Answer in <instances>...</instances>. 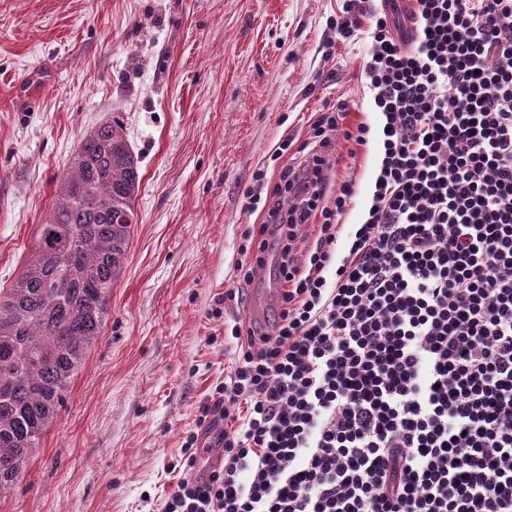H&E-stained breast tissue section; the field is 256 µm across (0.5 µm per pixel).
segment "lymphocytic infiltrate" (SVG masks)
I'll return each instance as SVG.
<instances>
[{
  "label": "lymphocytic infiltrate",
  "mask_w": 512,
  "mask_h": 512,
  "mask_svg": "<svg viewBox=\"0 0 512 512\" xmlns=\"http://www.w3.org/2000/svg\"><path fill=\"white\" fill-rule=\"evenodd\" d=\"M363 2L330 25L371 38L368 217L337 255L357 194L327 185L340 101L272 190L253 174L237 269L276 253L283 294L266 326H232L213 438L188 432L162 512H512V0Z\"/></svg>",
  "instance_id": "obj_1"
}]
</instances>
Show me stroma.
Wrapping results in <instances>:
<instances>
[{"mask_svg": "<svg viewBox=\"0 0 512 512\" xmlns=\"http://www.w3.org/2000/svg\"><path fill=\"white\" fill-rule=\"evenodd\" d=\"M342 0H0V288L22 272L80 141L118 119L140 159L124 269L103 333L58 419L0 512H161L188 431L230 370L257 297L274 310L273 266L243 281V204L284 140L351 102L330 182L365 221L382 116L364 77L369 41H337ZM367 124V146L345 131ZM237 289L234 300L224 297Z\"/></svg>", "mask_w": 512, "mask_h": 512, "instance_id": "stroma-1", "label": "stroma"}]
</instances>
